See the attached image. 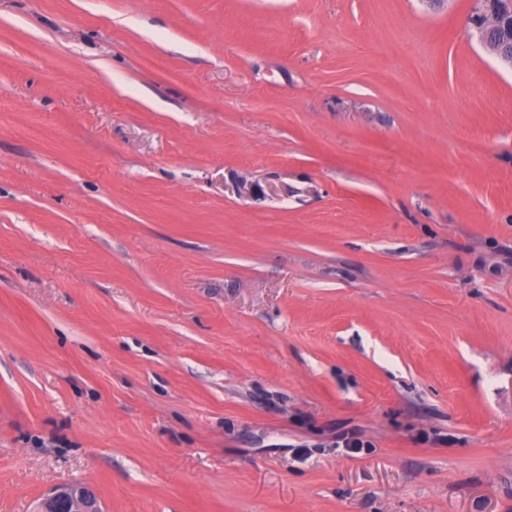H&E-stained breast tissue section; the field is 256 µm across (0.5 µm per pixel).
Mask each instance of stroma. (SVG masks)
Masks as SVG:
<instances>
[{"label": "stroma", "mask_w": 512, "mask_h": 512, "mask_svg": "<svg viewBox=\"0 0 512 512\" xmlns=\"http://www.w3.org/2000/svg\"><path fill=\"white\" fill-rule=\"evenodd\" d=\"M470 6L0 0V512H512ZM38 512H101L95 494L81 484L54 489L40 504Z\"/></svg>", "instance_id": "stroma-1"}]
</instances>
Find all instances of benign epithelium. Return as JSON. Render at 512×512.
Listing matches in <instances>:
<instances>
[{
	"label": "benign epithelium",
	"instance_id": "benign-epithelium-1",
	"mask_svg": "<svg viewBox=\"0 0 512 512\" xmlns=\"http://www.w3.org/2000/svg\"><path fill=\"white\" fill-rule=\"evenodd\" d=\"M464 35L486 48L501 64L512 68V0H472ZM38 512H101L95 494L81 484L54 489Z\"/></svg>",
	"mask_w": 512,
	"mask_h": 512
}]
</instances>
